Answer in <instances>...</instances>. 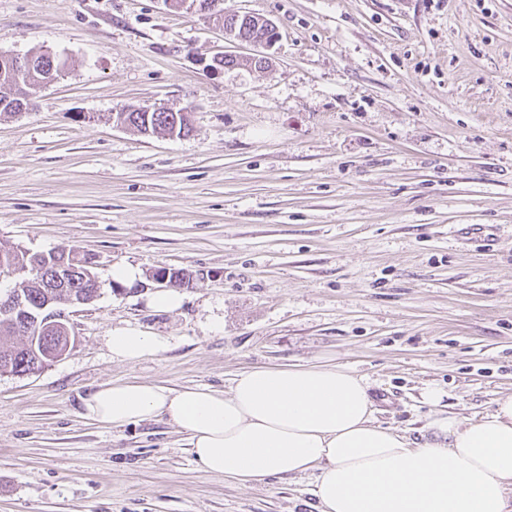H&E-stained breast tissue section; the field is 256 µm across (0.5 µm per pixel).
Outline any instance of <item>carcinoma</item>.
<instances>
[{"instance_id": "obj_1", "label": "carcinoma", "mask_w": 512, "mask_h": 512, "mask_svg": "<svg viewBox=\"0 0 512 512\" xmlns=\"http://www.w3.org/2000/svg\"><path fill=\"white\" fill-rule=\"evenodd\" d=\"M49 78V71L15 69L4 61L0 52V87L13 90L9 95L0 94V113H14L18 108L16 90L34 87ZM114 121L130 126L143 135L168 133L187 136L193 131L191 119L178 112L163 108L151 112H117ZM0 262L13 267L18 274L13 293L22 296L25 303L27 327L24 332L16 330L13 314L0 308V373L19 374L27 370L41 369L50 361L46 354L63 349L67 345L64 333L46 323L51 314L67 305L71 300L93 301L99 295L95 288L97 279L91 267L74 262L71 250L60 247L47 254H30L24 250H0ZM22 335L20 344L10 339Z\"/></svg>"}]
</instances>
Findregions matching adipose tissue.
Wrapping results in <instances>:
<instances>
[{"label": "adipose tissue", "instance_id": "adipose-tissue-1", "mask_svg": "<svg viewBox=\"0 0 512 512\" xmlns=\"http://www.w3.org/2000/svg\"><path fill=\"white\" fill-rule=\"evenodd\" d=\"M166 337L113 331V358L164 351ZM84 418L115 428L167 418L190 436L196 464L242 483L313 474L320 512H507L512 395L478 420L434 421L421 445L373 417L367 382L336 364L256 367L229 390L109 383L82 400Z\"/></svg>", "mask_w": 512, "mask_h": 512}]
</instances>
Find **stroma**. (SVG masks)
Here are the masks:
<instances>
[{
    "label": "stroma",
    "instance_id": "1",
    "mask_svg": "<svg viewBox=\"0 0 512 512\" xmlns=\"http://www.w3.org/2000/svg\"><path fill=\"white\" fill-rule=\"evenodd\" d=\"M223 8L277 41H229L162 0H0V51L66 62L0 115V248H70L100 284L69 308L62 359L0 374V512H318L312 476L226 480L167 419L83 418L110 382L225 390L254 367L340 364L419 444L438 413L512 395V0ZM159 106L191 108L193 133L107 118ZM159 267L198 280L171 312L151 305ZM125 327L169 347L113 359Z\"/></svg>",
    "mask_w": 512,
    "mask_h": 512
}]
</instances>
